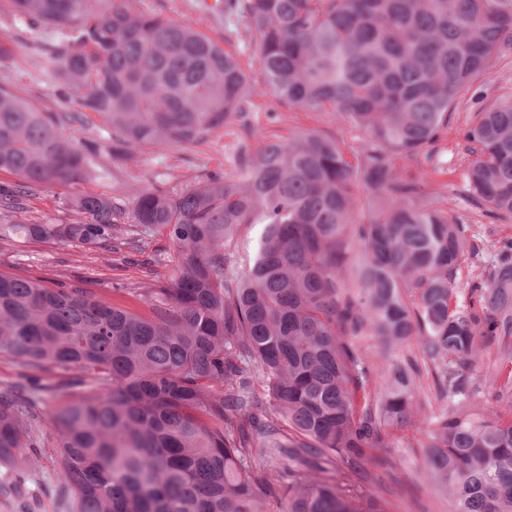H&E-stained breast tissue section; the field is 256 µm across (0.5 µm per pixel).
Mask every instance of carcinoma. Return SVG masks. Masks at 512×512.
Listing matches in <instances>:
<instances>
[{"instance_id":"cac0c4a2","label":"carcinoma","mask_w":512,"mask_h":512,"mask_svg":"<svg viewBox=\"0 0 512 512\" xmlns=\"http://www.w3.org/2000/svg\"><path fill=\"white\" fill-rule=\"evenodd\" d=\"M2 13L74 105L44 112L0 84V173L20 178L0 193V243L126 246L149 274L161 236L178 261L126 289L128 304L0 271V355L65 375L0 390V466L51 443L76 512H390L353 481L382 482L390 430L418 424L450 512H512V236L481 256L429 173L393 163L423 155L447 172L436 145L512 37V0H224L218 17L230 35L244 24L265 94L362 136L244 142L233 174L137 188L128 210L82 189L106 173L101 156L203 144L250 111L255 84L194 21L129 0H0ZM95 117L105 143L85 137ZM75 122L84 136H64ZM462 143L471 201L512 223V99L475 113ZM44 186L64 190L72 223L18 219ZM246 225L259 226L249 252ZM354 336L388 352L413 339L422 363L375 367ZM478 378L491 416L468 410ZM76 388L45 430L39 404Z\"/></svg>"}]
</instances>
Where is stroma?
<instances>
[{"instance_id":"1","label":"stroma","mask_w":512,"mask_h":512,"mask_svg":"<svg viewBox=\"0 0 512 512\" xmlns=\"http://www.w3.org/2000/svg\"><path fill=\"white\" fill-rule=\"evenodd\" d=\"M142 10L159 9L170 19L199 21L202 31L216 40H224L222 22L207 19L202 0H135ZM17 42L12 63L0 67V82L13 84L17 94L37 103L43 111L64 110L67 102L56 91L43 87L26 62L27 48L21 43V30L0 18V37ZM512 95V39L506 40L480 80L475 97L465 99L454 112L448 132L439 144V156L446 161L447 174L437 176L431 192L443 199L449 213L466 216L474 226L480 248L491 249L495 240L507 231L483 210L469 201L465 172L467 161L460 146V134L477 110L488 107L500 97ZM309 129L335 133L347 144H355L357 132L343 121L331 122L317 112L289 108L263 92L253 95V109L247 125L232 121L217 131L208 145L181 151L158 148L138 155L137 159L112 167L109 177L88 183L92 192L128 197L132 187L150 185L165 191L186 187L210 173L230 172L240 142L252 144L271 137H286ZM130 251H112L101 247L92 251L61 242L16 243L0 247V270L22 277L39 278L46 284L71 283L93 292L115 297L117 289L142 281L141 268L131 265ZM415 426L396 430L392 456L397 462L392 478L386 479L383 494L391 503V512H449L447 499L426 479L419 457L408 443L417 437ZM15 470L0 469V482L14 486L11 496L0 495V512H76L74 495L64 492L58 477L56 449L22 448Z\"/></svg>"}]
</instances>
